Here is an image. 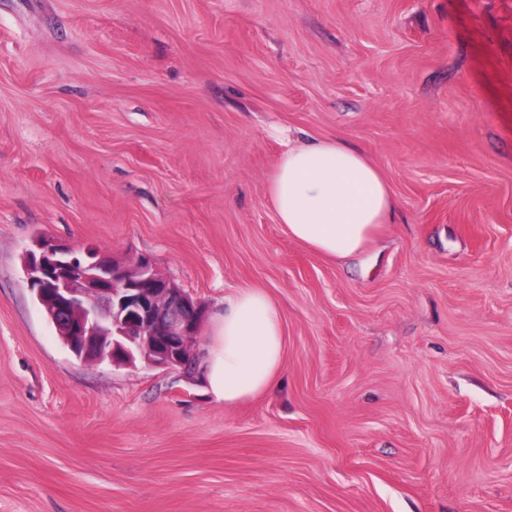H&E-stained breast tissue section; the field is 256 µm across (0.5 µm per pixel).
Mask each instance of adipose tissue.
I'll return each mask as SVG.
<instances>
[{
    "instance_id": "1",
    "label": "adipose tissue",
    "mask_w": 512,
    "mask_h": 512,
    "mask_svg": "<svg viewBox=\"0 0 512 512\" xmlns=\"http://www.w3.org/2000/svg\"><path fill=\"white\" fill-rule=\"evenodd\" d=\"M268 195L290 238L338 262L371 247L395 221L384 175L361 149L332 137L289 141ZM285 342L282 310L264 289L225 295L203 361L207 395L229 408L268 392L281 375Z\"/></svg>"
}]
</instances>
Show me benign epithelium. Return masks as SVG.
<instances>
[{"label":"benign epithelium","instance_id":"1","mask_svg":"<svg viewBox=\"0 0 512 512\" xmlns=\"http://www.w3.org/2000/svg\"><path fill=\"white\" fill-rule=\"evenodd\" d=\"M24 266L31 290L76 357L117 365L139 357L184 374L192 369L204 312L149 261L120 262L94 246L79 249L37 235Z\"/></svg>","mask_w":512,"mask_h":512}]
</instances>
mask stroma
Instances as JSON below:
<instances>
[{"label": "stroma", "instance_id": "35a3bbf8", "mask_svg": "<svg viewBox=\"0 0 512 512\" xmlns=\"http://www.w3.org/2000/svg\"><path fill=\"white\" fill-rule=\"evenodd\" d=\"M361 148L396 222L344 263L268 198L287 137ZM265 288L280 380L85 362L22 257ZM0 512H512V0H0Z\"/></svg>", "mask_w": 512, "mask_h": 512}]
</instances>
